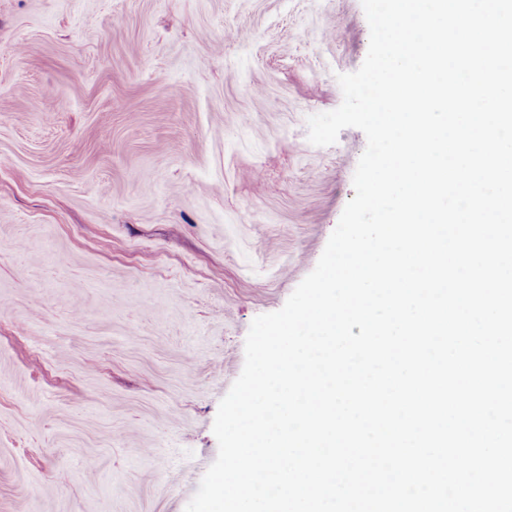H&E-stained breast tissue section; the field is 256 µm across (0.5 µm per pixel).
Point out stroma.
Returning a JSON list of instances; mask_svg holds the SVG:
<instances>
[{"label":"stroma","mask_w":512,"mask_h":512,"mask_svg":"<svg viewBox=\"0 0 512 512\" xmlns=\"http://www.w3.org/2000/svg\"><path fill=\"white\" fill-rule=\"evenodd\" d=\"M361 0H0V512H185L366 148Z\"/></svg>","instance_id":"35a3bbf8"}]
</instances>
